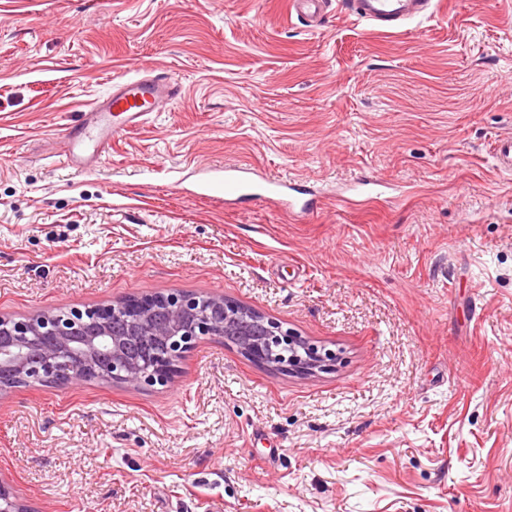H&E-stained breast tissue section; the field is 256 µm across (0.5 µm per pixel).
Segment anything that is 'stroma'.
<instances>
[{
  "label": "stroma",
  "mask_w": 512,
  "mask_h": 512,
  "mask_svg": "<svg viewBox=\"0 0 512 512\" xmlns=\"http://www.w3.org/2000/svg\"><path fill=\"white\" fill-rule=\"evenodd\" d=\"M436 2L385 32L344 0L313 31L289 0H0V314L223 294L341 356L203 338L170 387L13 389L0 474L36 512H512V0ZM144 66L181 99L65 161ZM225 164L318 208L198 197Z\"/></svg>",
  "instance_id": "stroma-1"
}]
</instances>
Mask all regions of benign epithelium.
I'll return each mask as SVG.
<instances>
[{
    "label": "benign epithelium",
    "mask_w": 512,
    "mask_h": 512,
    "mask_svg": "<svg viewBox=\"0 0 512 512\" xmlns=\"http://www.w3.org/2000/svg\"><path fill=\"white\" fill-rule=\"evenodd\" d=\"M203 337L232 343L252 362L307 378L336 370L335 350L220 294L155 293L107 305L0 316V395L23 386L86 380L168 387ZM0 512H34L0 477Z\"/></svg>",
    "instance_id": "benign-epithelium-1"
}]
</instances>
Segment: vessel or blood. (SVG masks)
<instances>
[{
	"label": "vessel or blood",
	"mask_w": 512,
	"mask_h": 512,
	"mask_svg": "<svg viewBox=\"0 0 512 512\" xmlns=\"http://www.w3.org/2000/svg\"><path fill=\"white\" fill-rule=\"evenodd\" d=\"M329 2L290 0L289 5L298 18L316 29L325 21ZM346 3L359 20L384 29L398 28L436 11L435 0H346ZM181 93V86L173 77L152 68L139 69L135 75L117 80L108 95L90 104V117L84 125L66 134L65 158L97 159L113 139L143 125L160 103L176 102ZM283 187L281 180L257 182L246 177L244 166L227 165L213 169L199 189L202 194H220L228 200L253 195L277 203Z\"/></svg>",
	"instance_id": "1"
}]
</instances>
